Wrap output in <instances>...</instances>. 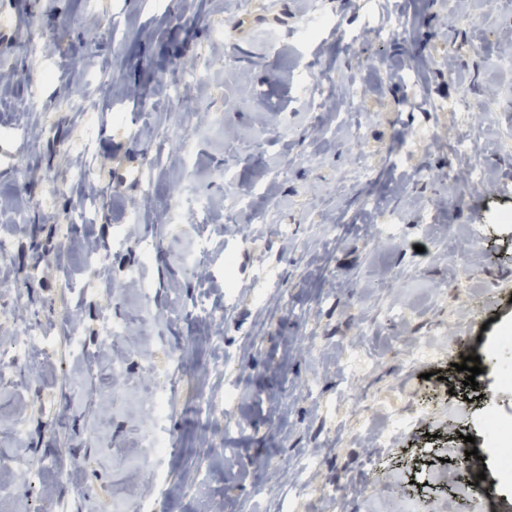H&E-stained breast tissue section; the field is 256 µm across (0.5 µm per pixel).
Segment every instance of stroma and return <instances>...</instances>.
Here are the masks:
<instances>
[{
	"instance_id": "stroma-1",
	"label": "stroma",
	"mask_w": 512,
	"mask_h": 512,
	"mask_svg": "<svg viewBox=\"0 0 512 512\" xmlns=\"http://www.w3.org/2000/svg\"><path fill=\"white\" fill-rule=\"evenodd\" d=\"M85 2L0 0V65L15 75L0 83V196L14 201L0 208V306L15 313L0 337L38 324L53 347L0 374V512H392L416 489L434 512H512L480 412L447 381L479 357L483 405L512 418L489 358L512 331V229L494 220L512 211V10ZM60 59L69 69L39 81ZM203 64L206 82H183ZM325 77L332 104L318 111L304 87ZM465 96L478 109L463 117ZM79 98L86 112L67 109ZM466 122L487 150L459 151ZM82 135L90 190L66 179ZM471 159L474 188L460 179ZM51 175L66 184L46 210ZM80 204L89 223L64 232ZM108 319L128 330L119 354L88 361ZM217 388L236 392L228 429L196 415ZM417 408L426 417L389 434ZM462 434L492 498H458L443 478ZM156 436L169 448L158 473L145 463ZM301 458L314 493L288 507L278 490Z\"/></svg>"
}]
</instances>
